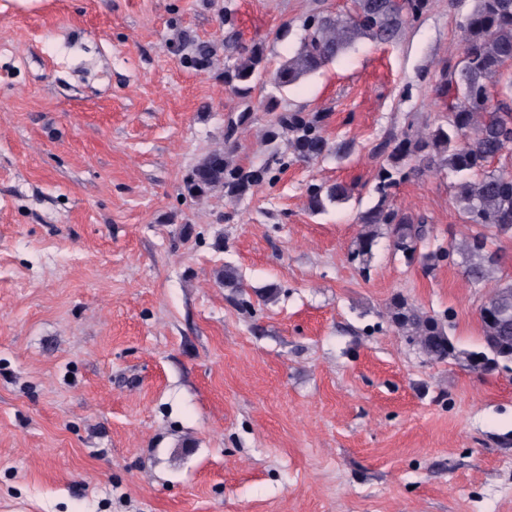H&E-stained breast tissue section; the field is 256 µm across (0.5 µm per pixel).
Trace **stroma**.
I'll list each match as a JSON object with an SVG mask.
<instances>
[{"instance_id": "obj_1", "label": "stroma", "mask_w": 512, "mask_h": 512, "mask_svg": "<svg viewBox=\"0 0 512 512\" xmlns=\"http://www.w3.org/2000/svg\"><path fill=\"white\" fill-rule=\"evenodd\" d=\"M270 68L315 11L351 0H0V512H512V371L428 361L386 315L402 295L481 348L491 284L431 253L471 232L447 168L389 204L431 226L416 262L380 235L351 250L388 155L448 113L459 0H429L392 42L363 38L243 101L224 5ZM321 112L328 148L293 158L271 113ZM284 157L239 199H196L223 149ZM350 185L311 212L312 183ZM233 266L243 286L216 274Z\"/></svg>"}]
</instances>
